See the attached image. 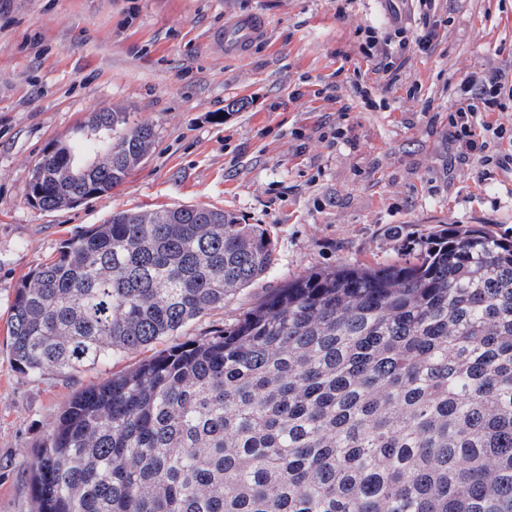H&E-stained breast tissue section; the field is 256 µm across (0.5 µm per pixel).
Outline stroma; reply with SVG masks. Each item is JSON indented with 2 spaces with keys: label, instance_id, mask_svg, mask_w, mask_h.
<instances>
[{
  "label": "stroma",
  "instance_id": "1",
  "mask_svg": "<svg viewBox=\"0 0 512 512\" xmlns=\"http://www.w3.org/2000/svg\"><path fill=\"white\" fill-rule=\"evenodd\" d=\"M0 0V512H31L27 462L77 391L145 351L69 377H28L7 345L18 281L113 211L219 208L271 230L274 268L161 348L204 337L310 269L397 258L400 230L486 224L512 232V167L453 163L448 110L489 70L512 78V0H433L448 24L366 105L361 26L387 27L414 0ZM259 14L268 36L224 52L225 20ZM333 85L334 101L317 97ZM152 123L150 158L112 192L44 211L27 200L35 162L92 112ZM343 129L344 139L326 136Z\"/></svg>",
  "mask_w": 512,
  "mask_h": 512
}]
</instances>
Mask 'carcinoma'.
<instances>
[{"label": "carcinoma", "mask_w": 512, "mask_h": 512, "mask_svg": "<svg viewBox=\"0 0 512 512\" xmlns=\"http://www.w3.org/2000/svg\"><path fill=\"white\" fill-rule=\"evenodd\" d=\"M47 149V211L122 184L147 120L91 113ZM276 261L260 224L118 210L24 275L10 358L80 373L175 336ZM33 512H512V235L445 224L337 265L71 397L27 462Z\"/></svg>", "instance_id": "obj_1"}]
</instances>
